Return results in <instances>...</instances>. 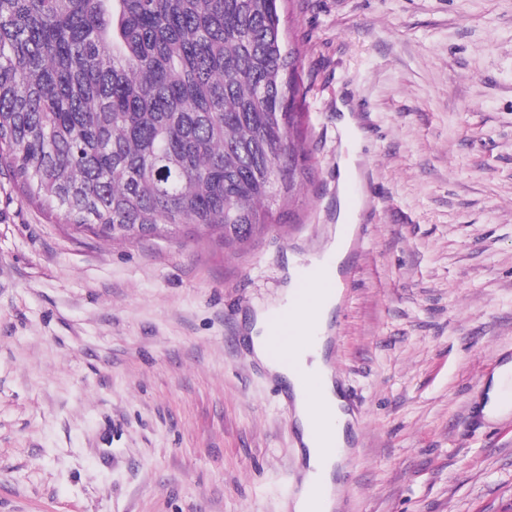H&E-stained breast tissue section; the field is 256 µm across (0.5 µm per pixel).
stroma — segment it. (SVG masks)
Masks as SVG:
<instances>
[{
  "instance_id": "obj_1",
  "label": "stroma",
  "mask_w": 512,
  "mask_h": 512,
  "mask_svg": "<svg viewBox=\"0 0 512 512\" xmlns=\"http://www.w3.org/2000/svg\"><path fill=\"white\" fill-rule=\"evenodd\" d=\"M313 180L244 246L105 241L0 171V512H289L292 403L249 355L288 263L361 209L329 353L355 413L336 512H512V0H291ZM512 363L507 361L495 373L492 381L486 384V396L483 400V413L487 418L495 420L509 412V405L502 402V392L507 383L512 384Z\"/></svg>"
}]
</instances>
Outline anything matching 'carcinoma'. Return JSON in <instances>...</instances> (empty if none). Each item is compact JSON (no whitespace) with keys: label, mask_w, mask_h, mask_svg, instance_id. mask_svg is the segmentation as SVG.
Segmentation results:
<instances>
[{"label":"carcinoma","mask_w":512,"mask_h":512,"mask_svg":"<svg viewBox=\"0 0 512 512\" xmlns=\"http://www.w3.org/2000/svg\"><path fill=\"white\" fill-rule=\"evenodd\" d=\"M285 0H0V168L61 224L232 247L311 179Z\"/></svg>","instance_id":"carcinoma-1"}]
</instances>
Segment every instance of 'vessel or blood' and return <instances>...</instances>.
I'll use <instances>...</instances> for the list:
<instances>
[{"mask_svg": "<svg viewBox=\"0 0 512 512\" xmlns=\"http://www.w3.org/2000/svg\"><path fill=\"white\" fill-rule=\"evenodd\" d=\"M294 310L290 313L278 312L267 320L266 336L270 355L285 366H292L293 352L299 345V337L294 329V316L310 305L317 293L336 289L335 281L327 279L322 265H312L301 271L295 279Z\"/></svg>", "mask_w": 512, "mask_h": 512, "instance_id": "b4317fda", "label": "vessel or blood"}]
</instances>
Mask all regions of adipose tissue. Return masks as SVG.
<instances>
[{
  "mask_svg": "<svg viewBox=\"0 0 512 512\" xmlns=\"http://www.w3.org/2000/svg\"><path fill=\"white\" fill-rule=\"evenodd\" d=\"M266 315L257 313L248 340L254 359L287 387L293 399V420L302 441L303 481L290 502L292 512H333L337 506V478L346 457L348 425L352 416L326 360L324 344L301 350L300 367L288 370L266 349ZM320 478L322 498H314L309 486Z\"/></svg>",
  "mask_w": 512,
  "mask_h": 512,
  "instance_id": "1",
  "label": "adipose tissue"
}]
</instances>
